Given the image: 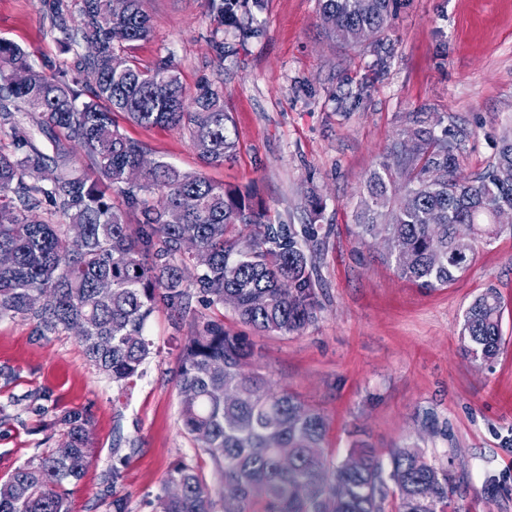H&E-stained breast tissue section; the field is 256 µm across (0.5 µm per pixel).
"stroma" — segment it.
<instances>
[{"instance_id": "35a3bbf8", "label": "stroma", "mask_w": 512, "mask_h": 512, "mask_svg": "<svg viewBox=\"0 0 512 512\" xmlns=\"http://www.w3.org/2000/svg\"><path fill=\"white\" fill-rule=\"evenodd\" d=\"M146 8L152 33L129 57L144 68L171 59L188 91L204 82L222 90L236 158L203 165L180 127L145 129L121 117V131L151 158L253 190L273 223L321 225L309 246L321 307L302 334L284 336L243 325L228 307H158L147 332L154 352L123 410L73 333L42 336L31 322L0 320V482L54 447L60 417L72 410L87 416L97 455L70 512H112L114 490L127 512H152L185 457L213 479L210 459L180 428L177 373L186 336L220 319L252 345L253 370L324 415L331 463L358 442L384 459L415 443L448 475V512H512V229L479 245L453 284L428 289L401 278L385 244L359 237L353 220L368 174L406 116H440L463 175L494 160L512 134V0H396L372 47L329 38L318 0H264L245 30L220 26L211 0H146ZM0 41L22 48L37 70L70 77L85 52L69 46L39 0H0ZM313 194L323 201L318 215ZM490 288L504 343L481 363L466 355L460 329ZM116 448L127 460L112 489L105 475Z\"/></svg>"}]
</instances>
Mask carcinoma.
<instances>
[{
    "label": "carcinoma",
    "instance_id": "obj_1",
    "mask_svg": "<svg viewBox=\"0 0 512 512\" xmlns=\"http://www.w3.org/2000/svg\"><path fill=\"white\" fill-rule=\"evenodd\" d=\"M392 5L319 0V19L333 39L361 46L386 31ZM41 7L72 42L93 43L96 52L83 56L85 85L77 89L62 75L35 69L20 47L0 43V122L15 131L14 150H0V252L12 256L0 266V319L29 320L42 336L79 327L85 355L120 395L144 374L152 354L146 327L160 302L187 311L195 294L216 306L230 299L244 323L280 335L297 334L314 321L320 302L306 247L318 237L317 225L298 232L272 224L251 192L162 160L138 181L128 180L147 149L120 130L115 114L143 128L185 127L200 159L222 165L234 160L237 148L224 92L205 83L188 95L166 61L141 68L128 59L121 69L112 68L114 54L151 32L143 0H81L82 23L74 33L70 0H41ZM262 8L263 0H220L215 6L220 23L234 28ZM23 120L36 125L51 152L30 139ZM73 144L91 161L96 179L56 174L68 166ZM459 167L448 131L405 129L386 146L354 212L358 235L386 233L388 262L422 288L458 280L477 246L502 229L500 214H512V137L503 138L494 163L479 176L463 177ZM398 178L405 181L400 193ZM114 189L138 211L137 232L111 202ZM157 190L162 198L154 204ZM46 206L63 223L45 221ZM72 224L85 229L82 238L70 237ZM458 224L473 225V237H457ZM187 228L208 257L194 294L184 287L186 254L180 250ZM102 280L111 283L105 299L97 293ZM460 336L473 359L497 357L503 336L495 292L467 308ZM251 357L250 346L216 321L187 337L178 387L193 397L181 401L180 422L211 459L216 483L181 460L168 472L153 512H385L389 505L394 512H448V475L415 445L396 449L387 469L364 447L330 463L324 416L247 370ZM60 421L65 430L57 445L0 483V512H69L71 488L95 448L83 414L68 411ZM280 444L294 449L288 468L278 462ZM125 462L117 457L107 478L112 512H127L126 498L116 491ZM172 482L182 486L178 498L167 494ZM226 482L236 486L237 497L224 498Z\"/></svg>",
    "mask_w": 512,
    "mask_h": 512
}]
</instances>
